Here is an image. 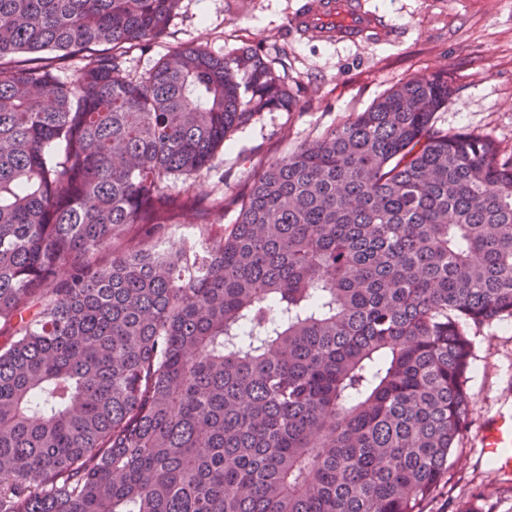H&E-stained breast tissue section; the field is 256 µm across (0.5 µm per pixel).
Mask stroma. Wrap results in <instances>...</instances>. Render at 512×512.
<instances>
[{
  "mask_svg": "<svg viewBox=\"0 0 512 512\" xmlns=\"http://www.w3.org/2000/svg\"><path fill=\"white\" fill-rule=\"evenodd\" d=\"M305 0H182L167 33L126 53L124 67L145 76L184 46L221 55L256 48L299 94L295 112L271 111L237 131L209 169L189 182L203 201L231 196L274 159L320 139L403 80L444 73L454 92L434 116L451 133L491 139L512 154V0H366L391 25V39L355 44L301 35L291 19ZM467 389L471 422L422 512H512V473L480 453L484 422L512 407V318L471 325Z\"/></svg>",
  "mask_w": 512,
  "mask_h": 512,
  "instance_id": "stroma-1",
  "label": "stroma"
}]
</instances>
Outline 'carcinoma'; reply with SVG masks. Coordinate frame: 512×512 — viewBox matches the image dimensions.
<instances>
[{
	"mask_svg": "<svg viewBox=\"0 0 512 512\" xmlns=\"http://www.w3.org/2000/svg\"><path fill=\"white\" fill-rule=\"evenodd\" d=\"M180 2L0 0V512H421L469 426L465 326L512 317V158L411 77L167 251L201 208L168 181L298 103L247 47L131 78ZM111 46H99V47H93L88 50L83 51L80 55L75 56L73 58H70L68 60L58 62L54 61L56 59H44V62H51L54 61V63L58 62L56 64L58 73L64 77L65 79L71 80L76 73V70H78L87 60L94 58L95 56L99 55L100 53L104 52H112L111 50H104L107 48H110ZM189 221L181 216H176L170 220V235H169V247L178 249L183 245L182 242H192L194 250L200 249L201 238L200 232L205 233L206 237H211L218 234L221 231L219 225L210 226L202 225L204 222H198L197 224H191ZM178 226H182L181 231L176 230Z\"/></svg>",
	"mask_w": 512,
	"mask_h": 512,
	"instance_id": "carcinoma-1",
	"label": "carcinoma"
}]
</instances>
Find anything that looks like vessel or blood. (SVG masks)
Listing matches in <instances>:
<instances>
[{
    "label": "vessel or blood",
    "mask_w": 512,
    "mask_h": 512,
    "mask_svg": "<svg viewBox=\"0 0 512 512\" xmlns=\"http://www.w3.org/2000/svg\"><path fill=\"white\" fill-rule=\"evenodd\" d=\"M294 28L313 35L338 40L363 42L383 39L387 28L374 14L366 11L361 0H309L292 19ZM482 454L500 470L512 469V410L500 409L484 424Z\"/></svg>",
    "instance_id": "b4317fda"
}]
</instances>
